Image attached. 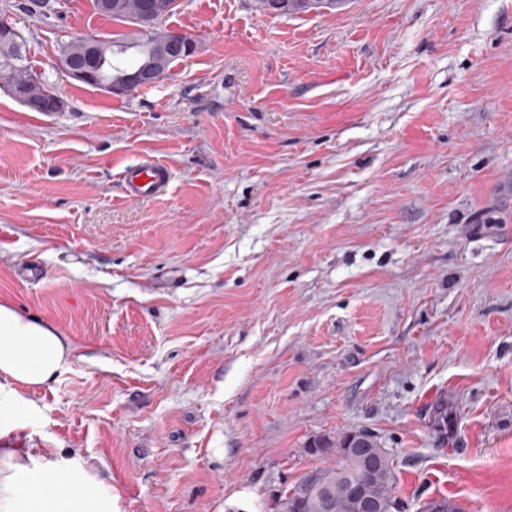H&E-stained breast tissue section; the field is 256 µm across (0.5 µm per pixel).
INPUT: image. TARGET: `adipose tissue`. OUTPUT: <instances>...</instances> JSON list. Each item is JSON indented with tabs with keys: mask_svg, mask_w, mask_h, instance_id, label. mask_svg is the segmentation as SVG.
Here are the masks:
<instances>
[{
	"mask_svg": "<svg viewBox=\"0 0 512 512\" xmlns=\"http://www.w3.org/2000/svg\"><path fill=\"white\" fill-rule=\"evenodd\" d=\"M71 349L46 321L0 302V420L32 412L20 388L51 380ZM0 512H119L95 476L52 448L0 447Z\"/></svg>",
	"mask_w": 512,
	"mask_h": 512,
	"instance_id": "1",
	"label": "adipose tissue"
}]
</instances>
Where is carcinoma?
I'll list each match as a JSON object with an SVG mask.
<instances>
[{"instance_id":"obj_1","label":"carcinoma","mask_w":512,"mask_h":512,"mask_svg":"<svg viewBox=\"0 0 512 512\" xmlns=\"http://www.w3.org/2000/svg\"><path fill=\"white\" fill-rule=\"evenodd\" d=\"M347 0H288L283 15L293 16L320 8L336 9ZM145 0H112V11L98 10L114 21L134 26V31L117 39L99 40L77 37L70 41L61 54L62 66L79 50L91 44L95 48L101 71L107 78H117L132 68L125 55L133 49L138 54L137 64L152 60L171 38V31L158 24L140 30ZM0 80L10 90L20 89L27 100H42L52 92L48 84L40 81L26 62L23 44L16 34L6 40L0 38ZM362 438L373 448L378 466L372 474L365 473L360 460L350 454L352 441ZM310 453L315 456L335 454L341 458L336 467H315L308 471L292 488L285 490L275 502L273 512H358L350 497L349 488L361 484L366 494L377 504L380 512H394L397 500L393 496L396 475L393 457L378 436L364 430L345 431L334 439L313 442Z\"/></svg>"}]
</instances>
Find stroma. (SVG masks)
Wrapping results in <instances>:
<instances>
[{
  "mask_svg": "<svg viewBox=\"0 0 512 512\" xmlns=\"http://www.w3.org/2000/svg\"><path fill=\"white\" fill-rule=\"evenodd\" d=\"M0 14L65 101L0 87V301L72 352L6 443L77 458L121 512H272L338 465L314 438L367 429L402 512H512V0H178L196 52L121 96L59 54L129 25ZM146 158L171 183L127 199ZM267 0H257V8L261 11L264 9ZM347 0L318 1V0H288L285 10L282 12L281 7L284 5L281 0H268L264 12L270 16H293L304 14L312 10L320 8L336 9L342 7Z\"/></svg>",
  "mask_w": 512,
  "mask_h": 512,
  "instance_id": "1",
  "label": "stroma"
}]
</instances>
